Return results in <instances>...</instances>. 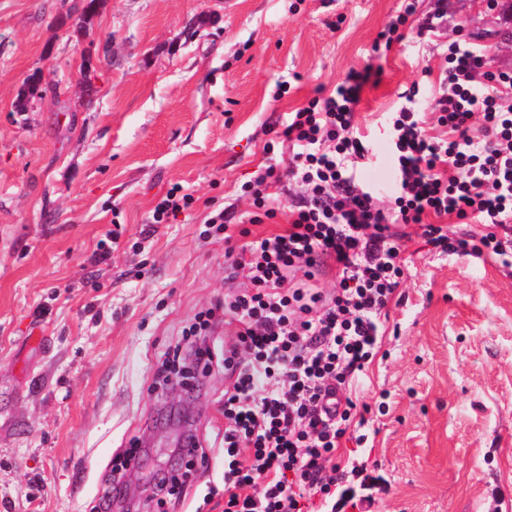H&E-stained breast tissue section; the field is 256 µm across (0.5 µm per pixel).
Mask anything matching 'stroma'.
<instances>
[{
	"label": "stroma",
	"mask_w": 512,
	"mask_h": 512,
	"mask_svg": "<svg viewBox=\"0 0 512 512\" xmlns=\"http://www.w3.org/2000/svg\"><path fill=\"white\" fill-rule=\"evenodd\" d=\"M399 5L0 0V512H97L108 466L135 441L148 463L129 471L126 495L163 512L152 476L185 429L206 451L186 512H224L223 367L200 374L190 402L155 384L183 329L245 285L228 281L207 214L247 210L237 187L269 125L349 70L382 71L357 121L383 169L386 117L415 82L431 112L438 81L424 70L438 67L442 44H479L491 69L512 72V30L471 0H418V17L440 8L447 25L425 40L404 29L375 51ZM32 79L44 95L18 111ZM279 80L294 91L276 101ZM177 182L194 208L142 237ZM408 233L383 355L361 380L366 402L388 410L369 422L365 447L346 441L338 453L389 481L372 512H512V268ZM104 242L109 259L92 263Z\"/></svg>",
	"instance_id": "35a3bbf8"
}]
</instances>
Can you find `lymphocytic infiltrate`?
Masks as SVG:
<instances>
[{
	"mask_svg": "<svg viewBox=\"0 0 512 512\" xmlns=\"http://www.w3.org/2000/svg\"><path fill=\"white\" fill-rule=\"evenodd\" d=\"M416 12V0H403L380 40H400L411 21L422 35L444 22V12ZM441 59L432 115L420 112L414 85L389 117V206L358 173L373 152L356 108L364 87L380 80L367 68L286 113L264 163L239 187L250 211L227 205L206 219L224 236L229 278L248 286L225 295L223 311L196 315L158 374L190 378L189 356L211 366L207 339L218 323L229 326L224 512H368L375 491L387 490L365 464L337 462L336 450L349 429L386 410L360 403L353 390L382 347L387 307L406 276L396 225L419 226L439 252L512 266V73L490 70L481 50L458 40ZM430 118L446 137L428 134ZM280 194L291 199L285 227L251 236L250 226L278 217ZM472 222L481 233L448 231ZM327 261L338 270L329 290L313 283Z\"/></svg>",
	"mask_w": 512,
	"mask_h": 512,
	"instance_id": "1",
	"label": "lymphocytic infiltrate"
}]
</instances>
